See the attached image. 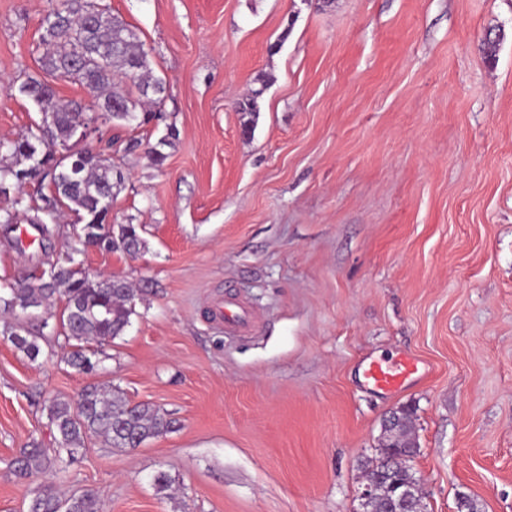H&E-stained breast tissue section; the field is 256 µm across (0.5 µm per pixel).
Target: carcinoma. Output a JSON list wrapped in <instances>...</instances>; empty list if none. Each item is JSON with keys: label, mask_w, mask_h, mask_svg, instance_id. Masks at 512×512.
Returning <instances> with one entry per match:
<instances>
[{"label": "carcinoma", "mask_w": 512, "mask_h": 512, "mask_svg": "<svg viewBox=\"0 0 512 512\" xmlns=\"http://www.w3.org/2000/svg\"><path fill=\"white\" fill-rule=\"evenodd\" d=\"M41 44L45 47L41 68L83 85L92 93V101L82 105L61 100L32 77L20 83L36 95L41 122L13 140L0 142V148L5 149L0 155V183L20 188L28 181H47L51 195L42 197L41 206L27 203L20 193L0 198V223L12 224L25 211L41 212L54 220L65 208L84 224L64 261L52 264L44 277L9 289L7 296H0V303L25 312L41 307L56 294L64 296L60 324L71 342L67 362L87 372L94 363L86 344L95 341L102 345L125 331L133 314L135 291L124 279L87 274L76 256L92 248L102 230L111 234L116 251L135 255L144 241L139 225L108 221L107 207L123 181L122 174L114 171L112 160L90 155L75 176L65 152L78 144L81 129L95 122L100 112L113 122L140 126L159 118L166 83L151 76L148 54L137 33L101 0H50ZM124 79L133 83L138 96L118 89L117 83ZM263 92L262 87L255 89L239 103L247 135L254 129ZM46 409L49 424L57 433L59 452L70 461L90 435L102 436L112 447L126 449L161 437L173 428L172 419L163 410L147 403L132 404L120 388L112 386H87L76 402L54 398ZM402 441L410 448L404 455L407 465L399 468L396 476L409 485L414 477L409 462L417 449L411 447V435H404ZM46 460L42 449L26 448L16 475L42 472ZM29 512H98V494L85 491L62 498L48 486L32 499Z\"/></svg>", "instance_id": "1"}]
</instances>
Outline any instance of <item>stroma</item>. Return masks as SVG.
I'll return each mask as SVG.
<instances>
[{"instance_id": "35a3bbf8", "label": "stroma", "mask_w": 512, "mask_h": 512, "mask_svg": "<svg viewBox=\"0 0 512 512\" xmlns=\"http://www.w3.org/2000/svg\"><path fill=\"white\" fill-rule=\"evenodd\" d=\"M105 2L167 84L159 120L86 143L122 172L111 221L139 224L145 247L92 249L83 267L132 284L134 313L86 373L63 358L59 305L0 310V512L47 485L97 491L99 512H357L399 406L427 512L463 496L512 512V0ZM48 7L0 0V141L40 117L26 77L91 100L41 68ZM259 87L246 137L234 104ZM171 129L162 165L124 151ZM80 225L68 214L27 246L26 219L0 227V289L63 260ZM228 293L257 315L250 335L217 318ZM407 355L422 377L367 385L369 362ZM89 384L172 430L123 450L93 436L60 462L45 407ZM34 442L51 465L18 478Z\"/></svg>"}]
</instances>
